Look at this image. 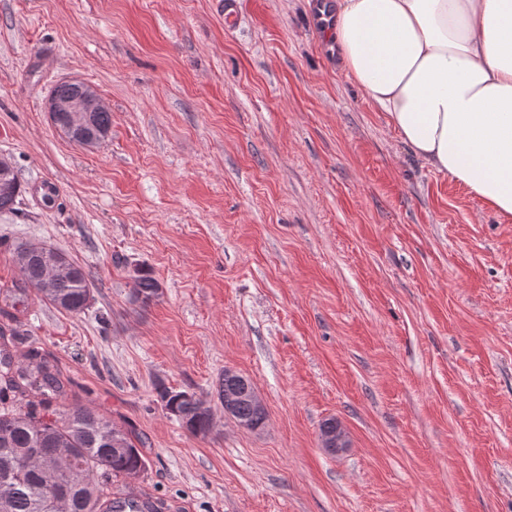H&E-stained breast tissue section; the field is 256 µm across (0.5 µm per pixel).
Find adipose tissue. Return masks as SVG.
<instances>
[{
  "mask_svg": "<svg viewBox=\"0 0 512 512\" xmlns=\"http://www.w3.org/2000/svg\"><path fill=\"white\" fill-rule=\"evenodd\" d=\"M347 74L425 166L512 221V0H334Z\"/></svg>",
  "mask_w": 512,
  "mask_h": 512,
  "instance_id": "adipose-tissue-1",
  "label": "adipose tissue"
}]
</instances>
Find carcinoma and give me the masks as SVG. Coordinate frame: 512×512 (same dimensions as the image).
<instances>
[{
	"instance_id": "obj_1",
	"label": "carcinoma",
	"mask_w": 512,
	"mask_h": 512,
	"mask_svg": "<svg viewBox=\"0 0 512 512\" xmlns=\"http://www.w3.org/2000/svg\"><path fill=\"white\" fill-rule=\"evenodd\" d=\"M112 115L93 112L85 135L110 132ZM22 187L19 180L0 187V212L15 209ZM24 286L57 309L79 315L88 309L87 296L94 291V278L83 267L78 274L42 288L43 266L31 256L16 263ZM160 284L147 273L134 279L131 295L141 297L147 306L158 296ZM244 376L222 377L216 388L219 402L224 395L241 392ZM164 410L193 436L207 435L213 426L208 401L165 386L158 387ZM237 417L254 428H261L267 412L256 409L242 398L236 405ZM116 426L97 408L66 403V389L54 366L28 346V361H16L8 344L0 347V512H53L58 497L67 499L64 512H115L112 477L135 476L146 468L131 432L119 430L120 445L112 446Z\"/></svg>"
}]
</instances>
